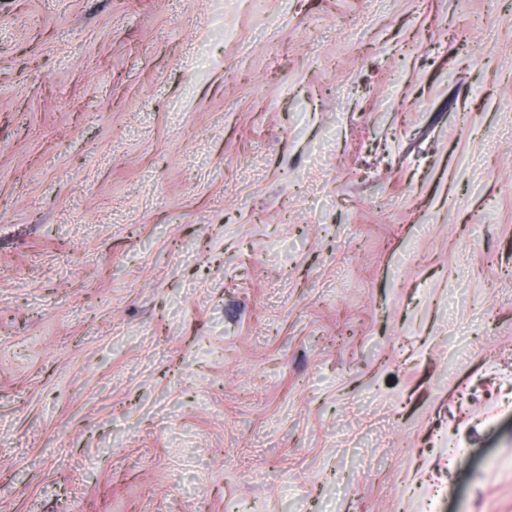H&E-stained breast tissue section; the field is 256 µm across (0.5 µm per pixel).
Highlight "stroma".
I'll return each instance as SVG.
<instances>
[{
    "instance_id": "obj_1",
    "label": "stroma",
    "mask_w": 512,
    "mask_h": 512,
    "mask_svg": "<svg viewBox=\"0 0 512 512\" xmlns=\"http://www.w3.org/2000/svg\"><path fill=\"white\" fill-rule=\"evenodd\" d=\"M0 512H512V0H0Z\"/></svg>"
}]
</instances>
